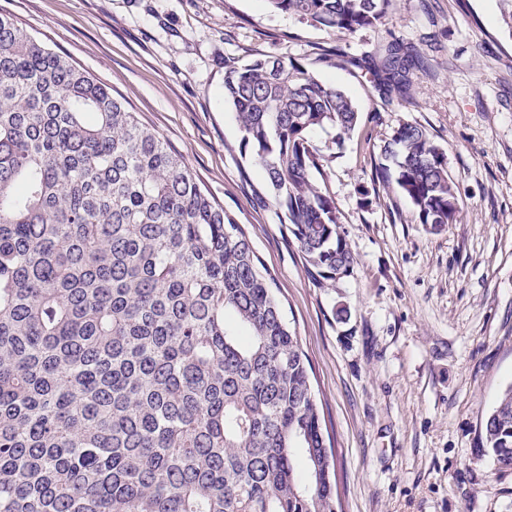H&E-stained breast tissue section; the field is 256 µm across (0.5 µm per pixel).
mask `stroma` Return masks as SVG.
I'll list each match as a JSON object with an SVG mask.
<instances>
[{
  "instance_id": "stroma-1",
  "label": "stroma",
  "mask_w": 512,
  "mask_h": 512,
  "mask_svg": "<svg viewBox=\"0 0 512 512\" xmlns=\"http://www.w3.org/2000/svg\"><path fill=\"white\" fill-rule=\"evenodd\" d=\"M0 12L88 71L180 156L250 236L311 367L335 463L337 512H512V466L481 424L512 385V29L499 0H397L353 33L272 11L267 0H0ZM391 42L423 67L382 104L366 62ZM340 50L334 65L320 50ZM288 56L356 102L361 126L310 144L355 261L318 285L262 170L242 156L224 64ZM401 123L443 149L453 224H420L372 179Z\"/></svg>"
}]
</instances>
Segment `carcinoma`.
I'll return each mask as SVG.
<instances>
[{
	"label": "carcinoma",
	"mask_w": 512,
	"mask_h": 512,
	"mask_svg": "<svg viewBox=\"0 0 512 512\" xmlns=\"http://www.w3.org/2000/svg\"><path fill=\"white\" fill-rule=\"evenodd\" d=\"M353 33L396 0H267ZM416 49L369 70L406 97ZM240 154L263 170L311 278L353 269L310 134L361 113L291 57L224 66ZM375 176L453 224L445 153L402 123ZM241 225L90 73L0 13V512H336L306 356ZM512 466V385L482 423Z\"/></svg>",
	"instance_id": "cac0c4a2"
}]
</instances>
